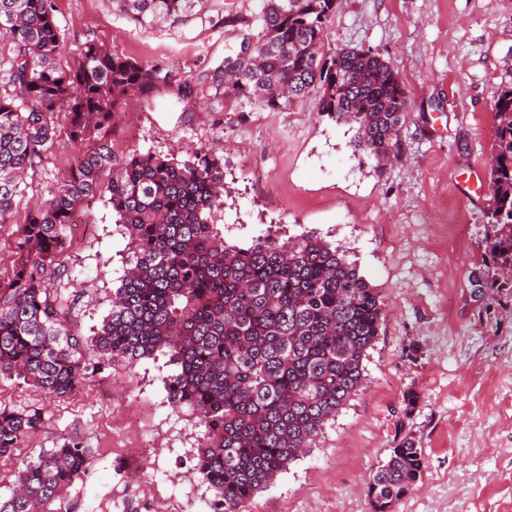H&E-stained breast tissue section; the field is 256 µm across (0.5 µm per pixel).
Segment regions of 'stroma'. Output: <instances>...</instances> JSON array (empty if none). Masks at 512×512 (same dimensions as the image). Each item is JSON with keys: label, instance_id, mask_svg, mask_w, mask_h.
Returning <instances> with one entry per match:
<instances>
[{"label": "stroma", "instance_id": "stroma-1", "mask_svg": "<svg viewBox=\"0 0 512 512\" xmlns=\"http://www.w3.org/2000/svg\"><path fill=\"white\" fill-rule=\"evenodd\" d=\"M71 53L94 40L177 74L150 98L129 97L104 134L117 154L201 148L224 165L227 244L276 232L315 235L344 251L378 288L379 335L366 384L325 427L315 448L240 512H371L367 486L403 435L425 456L421 480L392 512H512V285L480 293L471 270L494 273L490 159L493 93L512 83V0H342L326 46L386 59L407 91L398 149L388 162L353 148L356 127L319 115L316 96L280 112L225 95L215 73L241 50L225 17L261 0H195L175 20L138 21L112 0H53ZM60 137L24 179L17 200L67 170ZM100 191L78 213L50 282L70 297L69 324L94 363L91 338L110 309L128 240ZM165 357L116 362L75 396L0 379V407L42 409L44 424L0 458V495L39 450L77 437L93 453L70 490L72 512H210L212 494L189 471L198 432L175 414L161 378ZM419 400L400 418L402 394Z\"/></svg>", "mask_w": 512, "mask_h": 512}]
</instances>
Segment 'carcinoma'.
I'll return each mask as SVG.
<instances>
[{
    "instance_id": "1",
    "label": "carcinoma",
    "mask_w": 512,
    "mask_h": 512,
    "mask_svg": "<svg viewBox=\"0 0 512 512\" xmlns=\"http://www.w3.org/2000/svg\"><path fill=\"white\" fill-rule=\"evenodd\" d=\"M139 19L165 20L191 0H120ZM338 0H264L256 14L224 19L250 31L248 56L224 60V95L279 112L318 94L317 112L356 125L354 147L379 160L397 148L407 99L377 55L325 50ZM0 224L14 223L19 184L61 134L77 147L67 172L27 210L16 259L0 279V376L69 398L99 366L82 356L66 320L68 298L47 280L82 205L101 186L128 235L112 304L92 342L102 362L167 357V400L200 429L190 472L212 491L211 512H240L307 455L323 427L363 387V360L381 325L380 292L345 253L314 235L224 242V165L187 157L117 156L97 134L127 96H148L173 70L87 41L69 55L52 0H0ZM498 121L490 166L487 248L512 274V85L494 92ZM44 422V413L0 410V457ZM93 466L71 438L40 450L14 474L0 512H70L66 494ZM412 436L392 448L368 484L372 512H388L422 477Z\"/></svg>"
}]
</instances>
